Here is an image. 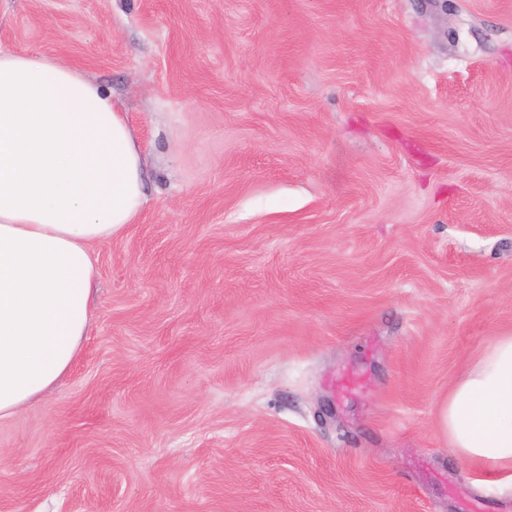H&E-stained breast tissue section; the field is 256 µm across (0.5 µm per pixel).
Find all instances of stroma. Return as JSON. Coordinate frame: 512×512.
Segmentation results:
<instances>
[{
    "label": "stroma",
    "mask_w": 512,
    "mask_h": 512,
    "mask_svg": "<svg viewBox=\"0 0 512 512\" xmlns=\"http://www.w3.org/2000/svg\"><path fill=\"white\" fill-rule=\"evenodd\" d=\"M110 91L146 203L0 512H512L449 387L512 332V0H0Z\"/></svg>",
    "instance_id": "35a3bbf8"
}]
</instances>
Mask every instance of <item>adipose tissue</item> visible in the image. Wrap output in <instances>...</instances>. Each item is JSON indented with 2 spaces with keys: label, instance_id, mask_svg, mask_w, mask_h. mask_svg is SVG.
<instances>
[{
  "label": "adipose tissue",
  "instance_id": "1",
  "mask_svg": "<svg viewBox=\"0 0 512 512\" xmlns=\"http://www.w3.org/2000/svg\"><path fill=\"white\" fill-rule=\"evenodd\" d=\"M144 175L109 92L57 59L0 49V421L34 405L79 357L95 248L135 223ZM438 425L488 482L512 470V333L454 383Z\"/></svg>",
  "mask_w": 512,
  "mask_h": 512
}]
</instances>
